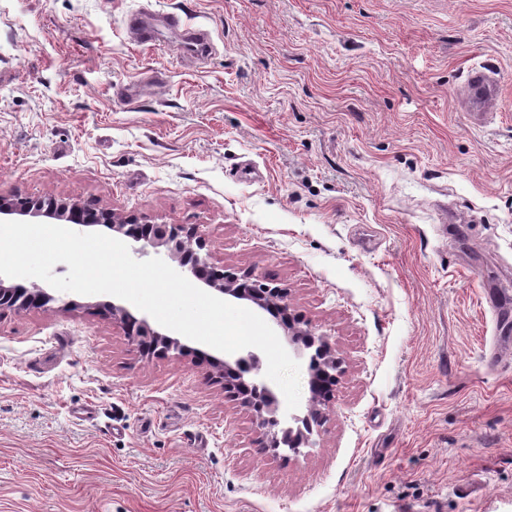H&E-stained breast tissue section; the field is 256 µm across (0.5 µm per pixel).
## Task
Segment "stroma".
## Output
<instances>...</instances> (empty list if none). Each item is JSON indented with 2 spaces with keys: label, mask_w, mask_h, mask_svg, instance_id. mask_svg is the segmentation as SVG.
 I'll return each instance as SVG.
<instances>
[{
  "label": "stroma",
  "mask_w": 512,
  "mask_h": 512,
  "mask_svg": "<svg viewBox=\"0 0 512 512\" xmlns=\"http://www.w3.org/2000/svg\"><path fill=\"white\" fill-rule=\"evenodd\" d=\"M0 195L196 225L345 367L275 453L97 296L2 313L0 512H512V0H0ZM127 27L141 44L155 45L161 41L163 30L180 29L182 20L175 12H163L157 18L134 13L127 18ZM186 41L183 52L191 53L192 57L206 60L212 49L211 33L202 27L186 29ZM470 86V103L471 105L480 112H485L492 103L496 100L498 84L492 77V75L476 71L468 83Z\"/></svg>",
  "instance_id": "1"
}]
</instances>
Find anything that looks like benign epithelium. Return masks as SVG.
Here are the masks:
<instances>
[{
  "label": "benign epithelium",
  "mask_w": 512,
  "mask_h": 512,
  "mask_svg": "<svg viewBox=\"0 0 512 512\" xmlns=\"http://www.w3.org/2000/svg\"><path fill=\"white\" fill-rule=\"evenodd\" d=\"M0 214L19 215L29 218L51 217L63 220L73 226L89 227L103 225L127 238L133 253L144 255L148 250L163 253L178 261L187 277L207 285L222 295L248 301L267 312L280 326L293 335V341L307 349H314L309 363L308 412L304 416L293 414L294 426L288 428L289 450L300 452V447L310 444L313 425L321 420V406L330 397L333 386L342 374L341 360L328 336L317 334L311 329L300 330L290 312L286 295L276 287H259L248 275L227 273L211 266L208 255L202 253L204 244L196 237L192 227L182 224H144L143 233H135L132 225L141 223L135 216L119 217L108 210H99L90 215L89 206L79 201L45 199H7L0 195ZM55 297L42 288L27 289L18 282H6L0 278V310L25 311L43 307ZM112 316L124 326L127 335L141 351L160 349L185 353L191 348L178 339L153 330L146 320L134 315L123 306L112 305ZM219 378L224 380V389L234 393L240 404L249 408L256 423L262 430V441L266 448H277L282 439L278 438L277 427L279 402L270 387L257 379L260 358L249 352L233 361L212 359Z\"/></svg>",
  "instance_id": "1"
}]
</instances>
